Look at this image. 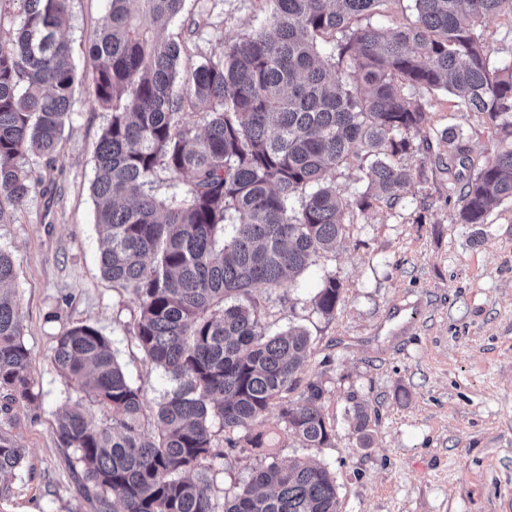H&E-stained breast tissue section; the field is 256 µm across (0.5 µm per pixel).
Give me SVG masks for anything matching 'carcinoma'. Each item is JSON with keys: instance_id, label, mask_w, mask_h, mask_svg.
I'll list each match as a JSON object with an SVG mask.
<instances>
[{"instance_id": "obj_1", "label": "carcinoma", "mask_w": 512, "mask_h": 512, "mask_svg": "<svg viewBox=\"0 0 512 512\" xmlns=\"http://www.w3.org/2000/svg\"><path fill=\"white\" fill-rule=\"evenodd\" d=\"M19 2L14 35L0 37V224L34 187L27 153L52 158L78 84L61 33L69 0ZM184 2L137 0L133 11L130 0H107L86 50L96 99L111 112L91 185L101 272L136 297L128 334L172 386L148 409L110 340L72 326L52 362L100 418L76 400L54 434L98 512H339L333 474L303 461L273 460L232 500L214 495L210 461L224 456L214 427L251 429L246 444L264 447L256 427L298 386L310 351L303 329L268 334L253 290L281 288L334 251L347 214L373 199L397 206L416 177L409 154L435 155L461 224H484L493 205L512 201V148L479 164L457 135L414 143L430 104L406 92L447 91L458 110L512 137V69L491 64L480 31L512 15V0H414V20L395 29L369 23L393 0H263L260 25L198 65L164 36ZM354 161L366 188L347 195L334 174ZM162 174L179 188L168 199L152 193ZM14 281V259L0 249V502L26 457L11 411L36 399ZM341 298V283L325 276L314 312L334 319ZM324 394L309 382L300 403L280 410L307 448L331 439ZM353 419L366 438L368 407L353 406Z\"/></svg>"}]
</instances>
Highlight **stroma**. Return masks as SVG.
<instances>
[{
	"label": "stroma",
	"instance_id": "stroma-1",
	"mask_svg": "<svg viewBox=\"0 0 512 512\" xmlns=\"http://www.w3.org/2000/svg\"><path fill=\"white\" fill-rule=\"evenodd\" d=\"M106 11V0L69 2L63 34L80 75L73 111L53 163L27 155L37 186L13 223L0 224V248L16 263L37 396L14 410L13 433L27 455L0 512H96L80 496L53 433L58 409L80 396L52 362L62 331L79 324L99 329L149 403L170 388L127 333L136 299L100 270L91 181L111 114L96 101L84 49ZM198 16L205 24L189 34ZM261 17L258 0H185L166 34L195 64L221 53ZM482 30L493 64L512 67V16L487 18ZM431 99L430 122L411 131L414 142L443 130L460 134L482 163L512 144L483 115L458 111L447 93ZM405 162L425 174L401 204L377 203L355 215L335 252L315 256L265 306L271 332L298 326L311 338L300 377L325 388L331 444L303 447L274 409L264 447L231 448L226 433L216 431L224 449L211 463L216 496H232L265 463L301 459L334 474L340 512H512V203L494 207L486 223H458L457 195L433 157L412 154ZM328 272L342 285L330 321L311 305ZM358 402L369 407L366 443L354 428Z\"/></svg>",
	"mask_w": 512,
	"mask_h": 512
}]
</instances>
